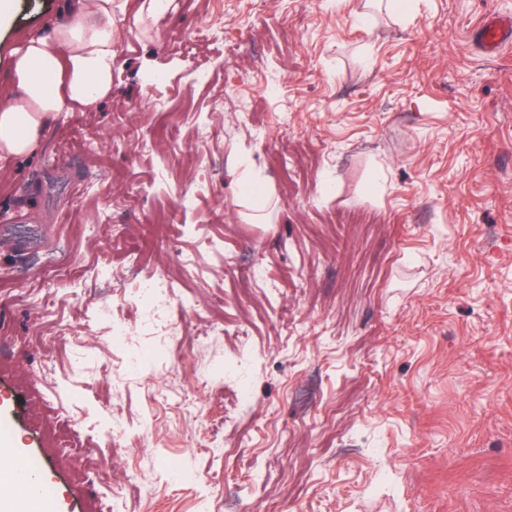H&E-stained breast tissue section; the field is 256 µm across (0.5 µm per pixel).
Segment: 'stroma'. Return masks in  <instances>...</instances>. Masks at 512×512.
Wrapping results in <instances>:
<instances>
[{"label": "stroma", "instance_id": "obj_1", "mask_svg": "<svg viewBox=\"0 0 512 512\" xmlns=\"http://www.w3.org/2000/svg\"><path fill=\"white\" fill-rule=\"evenodd\" d=\"M8 5L0 86L62 19ZM361 9L117 16L110 96L0 173V445L44 460L45 512H512V41L476 37L512 0ZM116 419L152 425L125 464ZM238 187L243 195L250 198L256 211L263 210L268 200L259 174L250 167H243L238 177Z\"/></svg>", "mask_w": 512, "mask_h": 512}]
</instances>
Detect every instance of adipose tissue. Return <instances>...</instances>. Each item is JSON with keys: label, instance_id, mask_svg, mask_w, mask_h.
Masks as SVG:
<instances>
[{"label": "adipose tissue", "instance_id": "ef3b65f1", "mask_svg": "<svg viewBox=\"0 0 512 512\" xmlns=\"http://www.w3.org/2000/svg\"><path fill=\"white\" fill-rule=\"evenodd\" d=\"M119 0H63V22L24 38L14 85L0 92V171L33 152L58 112L106 97Z\"/></svg>", "mask_w": 512, "mask_h": 512}]
</instances>
